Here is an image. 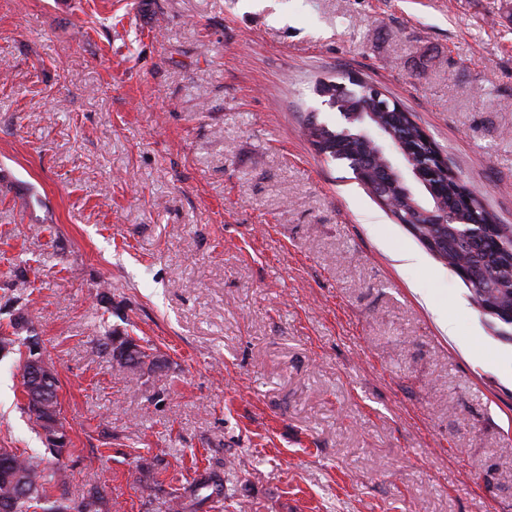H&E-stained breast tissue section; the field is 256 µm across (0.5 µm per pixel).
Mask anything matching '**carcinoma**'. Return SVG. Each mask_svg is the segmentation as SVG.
<instances>
[{"label":"carcinoma","instance_id":"1","mask_svg":"<svg viewBox=\"0 0 512 512\" xmlns=\"http://www.w3.org/2000/svg\"><path fill=\"white\" fill-rule=\"evenodd\" d=\"M318 92L344 117L350 112L363 114L356 120V128L349 123L332 129L310 118L307 129L317 152L345 162L365 189H370L374 182L369 161L379 147L394 148L409 170L423 162L440 169L438 147L424 136L411 114L393 106L382 110L374 99L362 92L347 90L337 77L319 81ZM391 195L395 201V208L391 209L393 217L428 251H433L429 242H435L436 258L449 266L471 260L479 266L483 276L494 282L493 288H468L469 297L481 315H489L487 309L492 306L512 308V227L492 223L491 213L459 182L442 195L448 208V237L442 240L432 216L434 205L403 180L396 181ZM475 228L482 231V237L472 242L464 231ZM102 346L135 377L145 369L164 366L163 359L147 353L127 336L111 332L104 337ZM31 356L32 351H27L19 365L26 399L24 412L38 433L45 437L57 427L65 428L66 419L59 403H45L42 385L26 374ZM0 461L8 462L7 468H0V512H106L107 493L96 484L79 500L54 496V489L65 483L64 471L59 466L49 467L43 457H24L15 448H0ZM206 487L207 484L197 481L165 492L162 499L165 512H189L188 498Z\"/></svg>","mask_w":512,"mask_h":512}]
</instances>
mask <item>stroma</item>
Segmentation results:
<instances>
[{
	"label": "stroma",
	"instance_id": "stroma-1",
	"mask_svg": "<svg viewBox=\"0 0 512 512\" xmlns=\"http://www.w3.org/2000/svg\"><path fill=\"white\" fill-rule=\"evenodd\" d=\"M355 76L512 225V0H0V328L58 374L66 495L512 512V341L304 134ZM419 256L408 265L404 254ZM167 364L129 377L105 330ZM18 354L0 448L45 453ZM155 486H158V490L165 494L161 502L162 506L165 508V512H189L190 504L187 499L191 498L192 495H198L196 492L209 487V485L202 481L191 482L188 488L184 485L182 488L170 487V491L161 488L162 485L159 483H154V490ZM181 490H183V492H180Z\"/></svg>",
	"mask_w": 512,
	"mask_h": 512
}]
</instances>
